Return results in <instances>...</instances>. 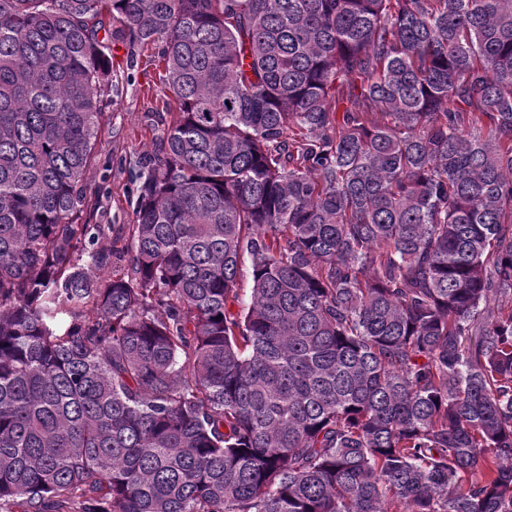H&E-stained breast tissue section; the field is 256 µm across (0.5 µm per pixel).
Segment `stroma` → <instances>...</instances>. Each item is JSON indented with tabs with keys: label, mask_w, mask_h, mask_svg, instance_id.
<instances>
[{
	"label": "stroma",
	"mask_w": 512,
	"mask_h": 512,
	"mask_svg": "<svg viewBox=\"0 0 512 512\" xmlns=\"http://www.w3.org/2000/svg\"><path fill=\"white\" fill-rule=\"evenodd\" d=\"M112 55L118 71L102 97L108 120L99 134L100 163L87 176L86 184L100 190L94 223L129 224L133 221L138 161L164 137L178 105L163 93L157 48L135 51L116 41Z\"/></svg>",
	"instance_id": "obj_1"
}]
</instances>
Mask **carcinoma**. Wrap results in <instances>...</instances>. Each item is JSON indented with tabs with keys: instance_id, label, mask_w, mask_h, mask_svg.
<instances>
[{
	"instance_id": "1",
	"label": "carcinoma",
	"mask_w": 512,
	"mask_h": 512,
	"mask_svg": "<svg viewBox=\"0 0 512 512\" xmlns=\"http://www.w3.org/2000/svg\"><path fill=\"white\" fill-rule=\"evenodd\" d=\"M506 295L512 0H0V512H512ZM158 52L155 47L134 52L121 41L112 42L117 76L102 96V112L109 120L99 134V166L86 178L89 188H102L90 224L132 223L138 161L164 137L178 112V104L163 94Z\"/></svg>"
}]
</instances>
